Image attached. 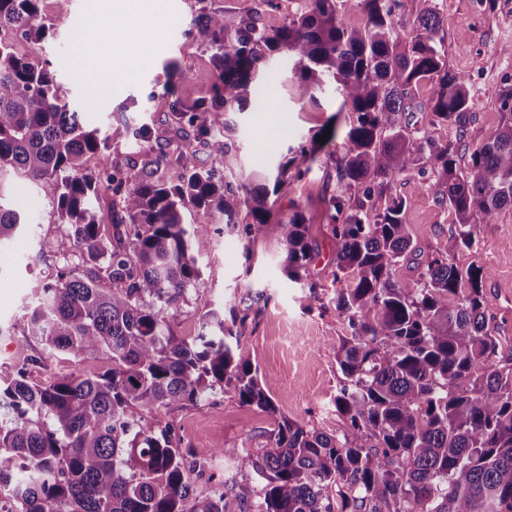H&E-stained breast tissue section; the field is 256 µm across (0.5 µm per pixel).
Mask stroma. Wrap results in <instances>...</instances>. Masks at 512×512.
<instances>
[{"label":"stroma","instance_id":"stroma-1","mask_svg":"<svg viewBox=\"0 0 512 512\" xmlns=\"http://www.w3.org/2000/svg\"><path fill=\"white\" fill-rule=\"evenodd\" d=\"M168 12L154 8L151 0H125L113 13L111 0H70L58 9L55 0H43L41 13L48 28L38 43L17 37L15 51L34 56L56 77L60 93L70 108L81 112L89 127L107 135L105 147L91 155L89 170L105 173L128 160L133 132L149 125L168 151L196 150L205 167L232 188L255 186L278 165L290 175L269 201L279 216L301 211L316 247L308 265L307 282H295L283 270L284 248L272 236L248 240L242 232L252 217L239 211L231 221L216 219L199 249L200 278L190 292L169 310L178 335L192 336L201 315L211 308L234 303L247 313L237 328L241 343L259 368L265 388L279 415L300 425L330 434L342 421L333 399L340 373L336 350L347 333V322L336 310V241L326 206L328 190L336 181L333 153L352 120L341 110L334 89L319 93L317 102H299L289 96L291 78L283 58L272 59L258 83V97L246 109L224 115V140L230 160L211 155L203 143L187 142L169 114L175 103L214 95L217 75L212 52L186 38L196 14L195 0H168ZM435 11L442 20L440 37L447 49L448 67L469 81L473 118L464 132L431 121L427 87L412 94L415 121L438 142L460 139L457 162L467 168L471 152L484 144L503 120L495 92L512 84V0H413L410 11L397 15L401 38L413 36L419 16ZM151 45L148 59H136L128 80L113 83L111 91L92 96L75 76L79 55L102 63L110 55L129 54L139 44ZM336 137L321 142L327 128ZM426 175L414 168L401 175L392 192L408 199L403 214L418 250L417 263L399 266L400 280L418 276L425 263L448 249L453 216L420 184ZM14 197H25L30 220L28 236L0 249V381L9 382L16 368L39 351L37 341L24 336L22 308L36 288L55 280L66 261L72 260L74 243L66 225L60 224L53 202L39 186L22 177L12 180ZM472 248L455 255L460 268L477 264L488 272L485 306L492 323L512 344V208L502 209L492 223L478 224ZM109 367L105 356L60 354L46 364L31 367L30 379L48 381L67 374L94 376ZM171 423L185 448L265 447L274 417L242 405L230 392L194 404L173 405L161 413Z\"/></svg>","mask_w":512,"mask_h":512}]
</instances>
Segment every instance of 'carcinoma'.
Instances as JSON below:
<instances>
[{
    "label": "carcinoma",
    "mask_w": 512,
    "mask_h": 512,
    "mask_svg": "<svg viewBox=\"0 0 512 512\" xmlns=\"http://www.w3.org/2000/svg\"><path fill=\"white\" fill-rule=\"evenodd\" d=\"M345 2L303 0L275 30L258 11L200 8L187 35L213 49L219 89L171 113L210 153L229 156L224 113L248 101L280 55L296 78L295 99L314 102L332 85L356 114L326 198L336 278L350 281L336 293L348 324L336 352L342 427L330 435L281 419L257 453L181 448L160 419L172 405L228 391L278 413L240 343L235 306L204 312L195 336L177 335L167 308L199 280L192 240L243 206L253 219L245 235L275 233L288 278L307 276L315 245L303 214L279 218L267 206L286 167L273 189L257 184L242 195L194 150L172 156L143 129L138 137L156 168L132 181L121 164L90 173L87 158L105 139L61 99L45 65L0 37V248L26 230L25 214L5 202L9 179L20 175L52 199L87 264L81 272L65 266L27 306L24 335L42 345L31 362L88 352L112 363L95 377L44 383L21 369L0 387V512H512V357L502 359L485 313L484 269L454 263L475 244L477 223L512 207V85L496 92L503 124L463 171L461 140L437 143L408 115L412 91L425 83L432 123L461 134L472 118L467 81L448 69L437 40L438 14L423 13L404 44L395 17L411 0H356L355 14ZM40 4L0 0V34L43 40ZM163 165L179 170L178 183L158 176ZM419 165L432 175L421 189L448 204L454 228L448 252L404 283L396 268L414 251L402 218L407 201L395 196L381 210L372 198ZM360 185L362 196L352 195ZM104 189L126 191L110 238L94 205ZM186 210L203 216L191 231ZM218 454L257 476L256 496L234 482L218 492L199 486Z\"/></svg>",
    "instance_id": "cac0c4a2"
}]
</instances>
